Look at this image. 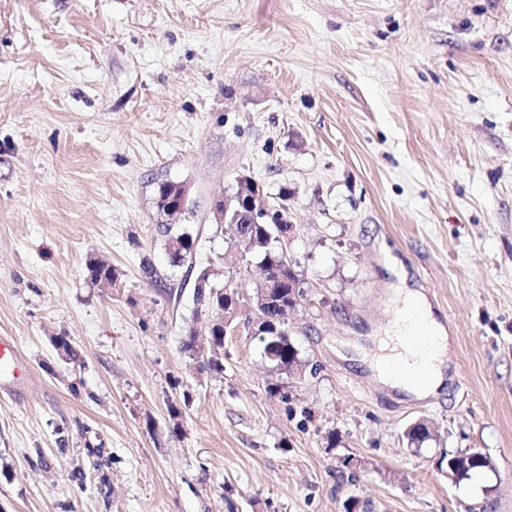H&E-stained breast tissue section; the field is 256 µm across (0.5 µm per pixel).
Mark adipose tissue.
<instances>
[{"label":"adipose tissue","mask_w":512,"mask_h":512,"mask_svg":"<svg viewBox=\"0 0 512 512\" xmlns=\"http://www.w3.org/2000/svg\"><path fill=\"white\" fill-rule=\"evenodd\" d=\"M386 268L395 278L390 302L397 316L378 337V352L368 367L374 378L418 399L437 395L446 385L448 338L424 295L409 287L403 268L387 257Z\"/></svg>","instance_id":"adipose-tissue-1"}]
</instances>
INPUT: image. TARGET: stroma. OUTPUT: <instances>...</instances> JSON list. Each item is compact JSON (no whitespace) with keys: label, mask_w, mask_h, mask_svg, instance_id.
<instances>
[{"label":"stroma","mask_w":512,"mask_h":512,"mask_svg":"<svg viewBox=\"0 0 512 512\" xmlns=\"http://www.w3.org/2000/svg\"><path fill=\"white\" fill-rule=\"evenodd\" d=\"M243 174L295 226L287 376L244 329L222 373L181 350L155 188L201 265ZM389 255L449 336L434 399L338 353L375 354ZM0 336L35 379L0 390V512H512V0H0Z\"/></svg>","instance_id":"stroma-1"}]
</instances>
